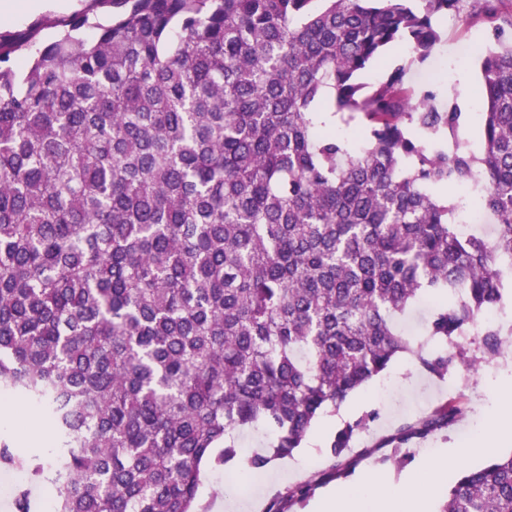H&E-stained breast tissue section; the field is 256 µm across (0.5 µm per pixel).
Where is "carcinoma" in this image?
Instances as JSON below:
<instances>
[{
  "mask_svg": "<svg viewBox=\"0 0 512 512\" xmlns=\"http://www.w3.org/2000/svg\"><path fill=\"white\" fill-rule=\"evenodd\" d=\"M93 2L106 22L78 13L36 48L0 35V392L49 419V459L18 469L57 490L54 512H197L206 463L240 458L235 431L269 429L243 459L261 471L401 354L443 378L479 364L462 333L505 350L479 326L512 257L502 0H476L478 152L458 103L407 80L461 0ZM400 43L407 61L363 82ZM473 184L491 238L461 235L435 193ZM424 294L438 353L398 326ZM367 425L336 432L337 473ZM439 512H512V454L462 470Z\"/></svg>",
  "mask_w": 512,
  "mask_h": 512,
  "instance_id": "1",
  "label": "carcinoma"
}]
</instances>
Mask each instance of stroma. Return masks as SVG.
<instances>
[{
    "instance_id": "1",
    "label": "stroma",
    "mask_w": 512,
    "mask_h": 512,
    "mask_svg": "<svg viewBox=\"0 0 512 512\" xmlns=\"http://www.w3.org/2000/svg\"><path fill=\"white\" fill-rule=\"evenodd\" d=\"M28 0H13L10 17H0V32L31 39L36 43L50 40L56 26L83 10H94L107 16L108 9L91 0H56L54 7L31 11ZM475 0H462L459 14L442 26L443 44L439 52L426 63L412 66L409 84L416 89L426 87L437 91L440 100L449 95L459 98L461 107H469L482 82L476 57L459 63L454 47L475 49L484 43L486 33L476 14ZM512 378V366L500 375L487 376L485 369L469 371L459 367L450 370L445 378L420 371L410 357L402 356L380 376L347 398L335 414L320 418L307 437L304 447L296 449L293 457L276 460L258 473L241 465L211 468L202 496L225 492L236 499L256 503V512H269L272 503L284 502L286 512H312L324 492L331 487L358 485L364 474L383 477L392 496H399L398 486L409 482L413 490L435 484L439 495L425 501V512H436L440 495L446 494L464 468H479L491 459L512 453V436L496 443L493 449L478 455L449 459L447 466L429 471L425 462L429 450L439 448H469L480 445L487 423L496 412L504 395V378ZM448 401H459L463 413L447 427L404 445L401 464H394L386 442L401 426L430 415ZM374 420L360 432L347 449L345 473L334 475L331 470L330 444L336 432L346 424L366 415ZM315 481L312 494L302 502H286L290 487Z\"/></svg>"
}]
</instances>
